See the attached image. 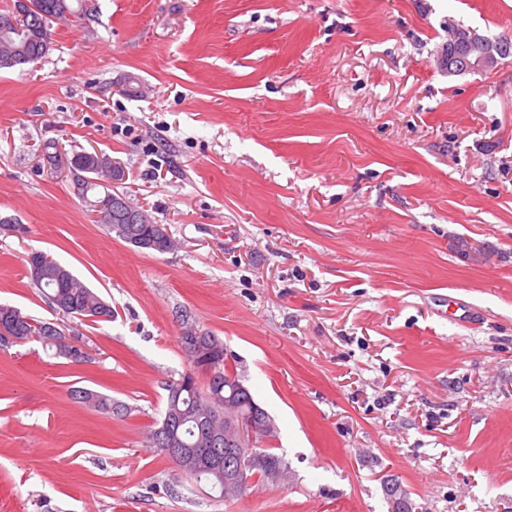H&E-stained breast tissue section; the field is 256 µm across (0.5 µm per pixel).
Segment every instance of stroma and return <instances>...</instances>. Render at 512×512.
I'll return each mask as SVG.
<instances>
[{
  "instance_id": "35a3bbf8",
  "label": "stroma",
  "mask_w": 512,
  "mask_h": 512,
  "mask_svg": "<svg viewBox=\"0 0 512 512\" xmlns=\"http://www.w3.org/2000/svg\"><path fill=\"white\" fill-rule=\"evenodd\" d=\"M87 5L0 70V215L23 227L0 229V303L92 357L0 350V512H388L389 479L417 512H512V58H436L450 19L512 34V0ZM94 151L173 250L97 224L70 166ZM33 251L112 318L55 313ZM186 320L276 421L284 480L223 498L147 447ZM71 398L82 406L97 411L102 414L122 417L127 414V407L119 401L112 399L109 395L93 390L75 387L70 390ZM114 405L120 408L114 411Z\"/></svg>"
}]
</instances>
